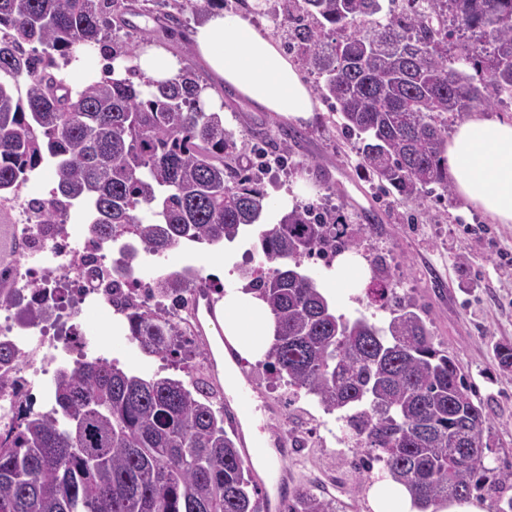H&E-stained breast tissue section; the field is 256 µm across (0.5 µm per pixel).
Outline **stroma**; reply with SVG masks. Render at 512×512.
Instances as JSON below:
<instances>
[{"instance_id": "stroma-1", "label": "stroma", "mask_w": 512, "mask_h": 512, "mask_svg": "<svg viewBox=\"0 0 512 512\" xmlns=\"http://www.w3.org/2000/svg\"><path fill=\"white\" fill-rule=\"evenodd\" d=\"M129 21L121 40L137 45L149 37L193 67L201 82H211L192 48L159 13L133 15ZM218 93L224 102V125L234 134L240 158L250 156L258 136L279 141L285 121L227 88ZM328 113L320 100L308 118L296 121L303 137L278 172L262 175L265 192L274 197L304 185L306 203L335 206L337 218L361 239L367 259L387 263L400 282L399 295L426 311L434 345L458 358L475 400L491 409L494 445L485 453V464L512 470V375L502 374L494 353L496 345L512 344V224L491 223L456 195L430 200L424 210L383 197L359 163L356 141L328 123ZM111 320V311L105 309L84 321L85 327L98 330V348L107 358L119 359L137 373L186 379L181 366L146 357L124 338L110 335ZM240 376L253 389V415L260 432L272 437L317 435L310 445L290 448L271 466L253 465L251 476L260 492H269V478L284 474L289 489L303 486L334 498L340 512H371L367 492L378 475L351 466L353 449L337 444L332 435L334 416L307 397L289 402L287 386L264 362L244 363Z\"/></svg>"}]
</instances>
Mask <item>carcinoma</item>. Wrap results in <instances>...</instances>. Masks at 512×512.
I'll return each mask as SVG.
<instances>
[{
	"instance_id": "carcinoma-1",
	"label": "carcinoma",
	"mask_w": 512,
	"mask_h": 512,
	"mask_svg": "<svg viewBox=\"0 0 512 512\" xmlns=\"http://www.w3.org/2000/svg\"><path fill=\"white\" fill-rule=\"evenodd\" d=\"M151 2L172 19L193 6ZM382 2L277 0L275 19L288 50L318 75L328 121L358 140L378 189L422 207L426 194L452 195L448 116L492 104L465 66L512 98V0H421L410 10ZM134 11L127 0H0V190L52 162L50 197L29 204L47 224L77 202L90 205L94 239L129 238L126 273L142 252L161 258L185 241L213 246L251 233L268 201L252 170L228 164L234 134L221 113L204 111L191 69L146 96L130 79L74 91L60 76L95 47L133 57L116 33ZM143 210L154 222L140 220ZM257 247L259 265L244 275L276 319L272 374L338 414L345 441L367 449L381 477L407 486L421 508L485 489L497 512H512V497H500L512 472L484 465L487 407L474 403L459 361L434 346L387 266L371 265L367 288L388 317L350 319L302 269L315 249L361 252L335 212L297 205L261 225ZM192 282L208 278L160 266L140 301L116 279L105 289L123 298L126 340L144 356L206 355L185 347L173 322ZM217 393L203 377L187 386L98 357L58 369L45 412L18 390L17 415L0 428V512H258V487L224 429ZM283 505L338 512L335 500L303 487Z\"/></svg>"
}]
</instances>
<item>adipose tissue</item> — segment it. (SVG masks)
<instances>
[{"label":"adipose tissue","instance_id":"1","mask_svg":"<svg viewBox=\"0 0 512 512\" xmlns=\"http://www.w3.org/2000/svg\"><path fill=\"white\" fill-rule=\"evenodd\" d=\"M193 50L225 87L254 106L286 120L307 118L314 109L310 88L280 44L245 15L206 11L193 28ZM115 79L127 67L138 70L136 85L150 93L155 83L175 79L181 66L163 48L150 44L134 59L116 58ZM448 167L457 194L496 224H512V123L473 119L457 126L448 142ZM219 331L241 358L264 357L275 335L267 304L242 285L224 289L218 304ZM372 512H419L409 490L388 479L369 490Z\"/></svg>","mask_w":512,"mask_h":512}]
</instances>
